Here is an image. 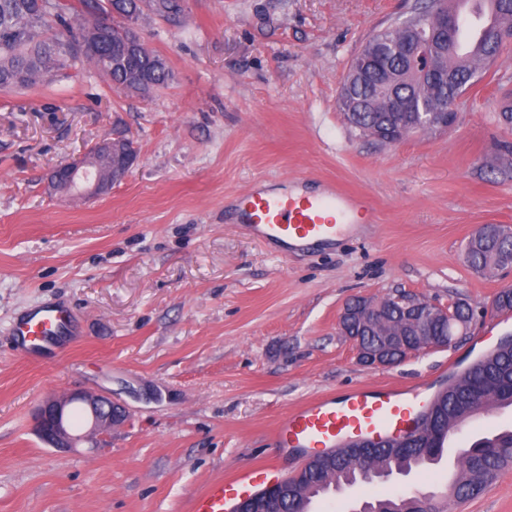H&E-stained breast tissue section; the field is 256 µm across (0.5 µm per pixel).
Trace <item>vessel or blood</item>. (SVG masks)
<instances>
[{
    "label": "vessel or blood",
    "mask_w": 512,
    "mask_h": 512,
    "mask_svg": "<svg viewBox=\"0 0 512 512\" xmlns=\"http://www.w3.org/2000/svg\"><path fill=\"white\" fill-rule=\"evenodd\" d=\"M367 198L327 189L318 194H273L250 188L238 197L237 219L263 241L284 244L297 239L312 243L335 241L351 213H365ZM79 334L75 314L64 304L45 303L13 318L15 351L27 360L58 358ZM421 384L359 388L287 412L276 430L281 447L335 452L353 439L372 440L402 433L423 409ZM275 465L264 464L210 483L193 499L192 512H231L243 497L279 479Z\"/></svg>",
    "instance_id": "obj_1"
}]
</instances>
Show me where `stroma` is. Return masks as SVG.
<instances>
[{
  "mask_svg": "<svg viewBox=\"0 0 512 512\" xmlns=\"http://www.w3.org/2000/svg\"><path fill=\"white\" fill-rule=\"evenodd\" d=\"M418 0H185L135 26L173 71L148 97L97 70L0 94V512H191L213 481L294 457L289 410L359 387L447 382L492 342L485 315L512 274L464 260L484 224L512 226V46L469 88L453 128L382 144L345 119L341 81L366 41ZM133 142L128 174L91 199L50 195L51 171L100 139ZM332 187L370 200L330 246L280 250L229 210L245 188ZM406 291L477 311L469 334L363 366L339 326L357 296ZM68 304L60 358L11 349L20 309ZM106 394L127 420L95 445H45L46 398ZM447 466L357 489L440 494ZM456 512H512V468Z\"/></svg>",
  "mask_w": 512,
  "mask_h": 512,
  "instance_id": "stroma-1",
  "label": "stroma"
}]
</instances>
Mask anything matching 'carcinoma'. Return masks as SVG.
<instances>
[{
	"instance_id": "cac0c4a2",
	"label": "carcinoma",
	"mask_w": 512,
	"mask_h": 512,
	"mask_svg": "<svg viewBox=\"0 0 512 512\" xmlns=\"http://www.w3.org/2000/svg\"><path fill=\"white\" fill-rule=\"evenodd\" d=\"M456 0H426L415 8L412 18L434 29L430 17L437 8L456 15ZM495 20L482 32L473 55L461 58L457 54V33L448 35V55L435 57L439 69L448 74V85L439 81L404 79L395 93L422 100L431 110L461 111L469 87L509 46L503 39L512 31V0H491ZM150 12L174 22L184 11L183 0H0V91L30 89L38 84H51L71 77L70 71L93 65L108 77L112 85L128 93L146 95L166 86L173 74L161 62V56L151 49L136 54L125 50L124 40L135 36L130 24L144 12ZM368 99L363 112L346 116L347 121L362 134L371 137L379 127L385 105L377 87L360 91ZM466 262L478 274L493 278L512 267V239L499 233L495 226H485L471 238L466 249ZM381 317L354 327V335L375 344L390 332L402 333L400 348L393 353L399 359L410 351L421 349L418 333L409 316L386 296L377 302ZM471 308L457 301L448 306V321L431 320L424 326L428 336H449L461 332ZM512 346L495 352L487 363L482 361L468 368L435 410L433 421L442 431L467 412L496 402L499 407L512 406ZM446 440L424 448L403 451L399 448H377L372 453L373 468L384 471L411 473L431 465L442 455ZM512 465V429L494 430L461 449L456 460L459 478L449 491L454 500L474 495L485 488L505 468ZM349 482L369 487L377 483L373 476H361L355 455L347 450L341 455L315 456L301 471L300 480L285 484L277 512H301L311 503L331 491L332 486ZM433 496L389 498L371 497L379 512H427Z\"/></svg>"
}]
</instances>
